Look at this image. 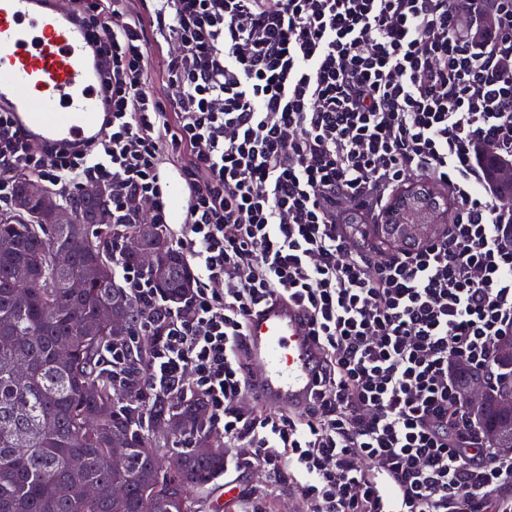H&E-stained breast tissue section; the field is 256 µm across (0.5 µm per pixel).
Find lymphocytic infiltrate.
Here are the masks:
<instances>
[{"instance_id":"f902f5d3","label":"lymphocytic infiltrate","mask_w":512,"mask_h":512,"mask_svg":"<svg viewBox=\"0 0 512 512\" xmlns=\"http://www.w3.org/2000/svg\"><path fill=\"white\" fill-rule=\"evenodd\" d=\"M73 0L100 48L109 131L33 147L0 107V204L17 172L112 187V220L146 205L196 272L181 304L122 262L163 325L151 394L197 393L224 467L287 483L305 512H512V453L486 444L457 372L490 374L512 336V0ZM175 49L166 97L148 29ZM184 222H170L165 165ZM444 189L442 231L375 247L408 179ZM275 299L300 307L322 368L299 414L247 389L243 338ZM149 38L151 41V55H150V88L156 92L159 96H164L166 94V90L163 87V83L161 82L159 73L163 65L164 57L161 53V48L158 43L155 42L154 36L151 31H149Z\"/></svg>"}]
</instances>
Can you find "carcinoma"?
I'll return each instance as SVG.
<instances>
[{
  "label": "carcinoma",
  "mask_w": 512,
  "mask_h": 512,
  "mask_svg": "<svg viewBox=\"0 0 512 512\" xmlns=\"http://www.w3.org/2000/svg\"><path fill=\"white\" fill-rule=\"evenodd\" d=\"M65 205L83 222L69 235L58 224L38 222L33 209L0 211V512H190L189 493L224 473V454L201 457L196 449L222 448L224 443L203 429V398L142 397L145 370L154 338L140 336L146 309L116 282L115 248L143 225L112 223L110 199L70 196ZM67 241L68 268L55 265V243ZM149 245L160 263L147 270L152 286L164 297L186 298L195 287L184 257L170 244L162 227L151 224ZM24 268L28 280L17 278ZM80 276L87 288H67ZM118 303L126 319L121 336L104 331L92 335L99 308ZM68 343L62 359L58 347ZM114 349L120 362L109 364ZM24 359L30 367L24 382L12 366ZM121 391L126 403L112 399ZM482 430L492 429L501 445H512V415L486 403L468 410ZM166 429L159 437L156 431ZM123 438L127 452L114 468L102 464L113 437ZM168 460L159 463L157 449ZM78 456L83 468L72 470ZM92 484L91 498L62 497V485ZM124 495H112V485Z\"/></svg>",
  "instance_id": "obj_1"
}]
</instances>
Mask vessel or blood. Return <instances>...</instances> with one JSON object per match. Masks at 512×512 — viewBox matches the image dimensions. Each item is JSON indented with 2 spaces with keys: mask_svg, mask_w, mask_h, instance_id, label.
Masks as SVG:
<instances>
[{
  "mask_svg": "<svg viewBox=\"0 0 512 512\" xmlns=\"http://www.w3.org/2000/svg\"><path fill=\"white\" fill-rule=\"evenodd\" d=\"M0 106L37 143L82 145L102 135L97 46L58 0H0ZM244 349L251 395L302 412L322 360L302 310L283 300L264 305L249 320Z\"/></svg>",
  "mask_w": 512,
  "mask_h": 512,
  "instance_id": "obj_1",
  "label": "vessel or blood"
}]
</instances>
